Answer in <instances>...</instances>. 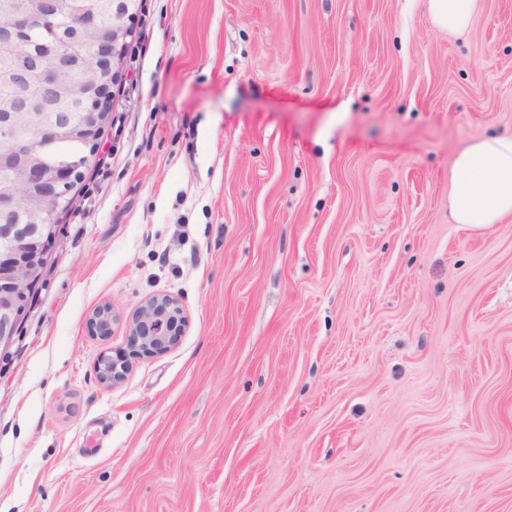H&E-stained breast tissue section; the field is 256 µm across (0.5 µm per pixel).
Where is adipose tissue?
Wrapping results in <instances>:
<instances>
[{
  "instance_id": "ef3b65f1",
  "label": "adipose tissue",
  "mask_w": 512,
  "mask_h": 512,
  "mask_svg": "<svg viewBox=\"0 0 512 512\" xmlns=\"http://www.w3.org/2000/svg\"><path fill=\"white\" fill-rule=\"evenodd\" d=\"M477 0H428L434 24L451 34L465 32ZM454 219L484 225L512 214V136L469 145L456 158L452 174Z\"/></svg>"
}]
</instances>
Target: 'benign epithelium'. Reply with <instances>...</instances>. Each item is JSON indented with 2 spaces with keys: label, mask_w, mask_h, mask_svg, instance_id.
<instances>
[{
  "label": "benign epithelium",
  "mask_w": 512,
  "mask_h": 512,
  "mask_svg": "<svg viewBox=\"0 0 512 512\" xmlns=\"http://www.w3.org/2000/svg\"><path fill=\"white\" fill-rule=\"evenodd\" d=\"M61 0H39L36 16L18 12L0 25V44L23 43L34 25L52 33L38 58L39 75L47 94L23 97L8 112L0 113V170L14 169L22 192L40 205L39 217L23 207L18 196L0 198V350L15 341L22 314L32 293V285L42 276L47 234L62 212L76 199V190L99 144L113 121L117 96L122 89L133 21L141 11V0H93L78 18L73 29L62 25ZM112 15V28L103 25V14ZM87 71L81 83L77 107L84 120L81 138L83 153L61 165L47 166L31 155V143L15 135L14 115L51 112L57 122L38 127L39 138L49 143L61 128L70 124V113L59 107L57 96L48 94L66 72ZM116 315L112 308H96L88 319L92 332L109 333ZM187 316L179 301L163 295L142 305L129 326V352L121 356H100L96 370L101 383L121 382L129 358L161 353L175 346L187 327Z\"/></svg>",
  "instance_id": "1"
}]
</instances>
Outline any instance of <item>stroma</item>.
I'll return each mask as SVG.
<instances>
[{
	"label": "stroma",
	"instance_id": "35a3bbf8",
	"mask_svg": "<svg viewBox=\"0 0 512 512\" xmlns=\"http://www.w3.org/2000/svg\"><path fill=\"white\" fill-rule=\"evenodd\" d=\"M127 80L0 352V512H512V0H143ZM179 342L102 385L148 299ZM117 316L89 334L96 307ZM477 0H428L434 24L448 34L465 32L471 24ZM457 224H496L512 214V136L469 145L452 174Z\"/></svg>",
	"mask_w": 512,
	"mask_h": 512
}]
</instances>
